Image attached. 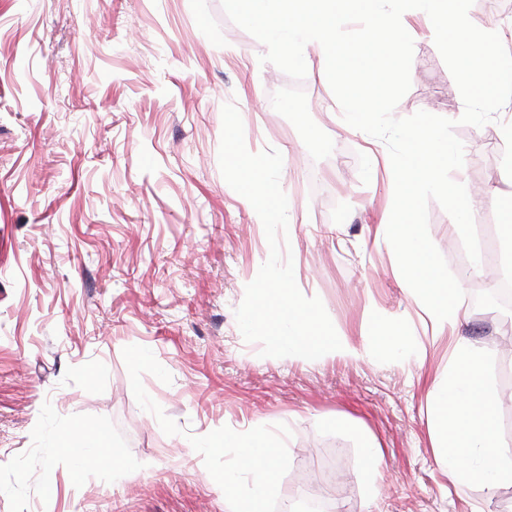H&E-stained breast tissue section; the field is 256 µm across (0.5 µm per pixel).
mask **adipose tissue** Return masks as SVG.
I'll list each match as a JSON object with an SVG mask.
<instances>
[{
	"instance_id": "adipose-tissue-1",
	"label": "adipose tissue",
	"mask_w": 512,
	"mask_h": 512,
	"mask_svg": "<svg viewBox=\"0 0 512 512\" xmlns=\"http://www.w3.org/2000/svg\"><path fill=\"white\" fill-rule=\"evenodd\" d=\"M480 371V359L460 338L447 374L431 387L438 411V446L448 477L459 489L476 480L490 482L504 477V460L512 455L497 437L495 409L484 394ZM224 445L233 450L237 467L249 476V484L243 489L232 474H225V500L234 503L235 512H265L280 462L279 440L263 430L228 432Z\"/></svg>"
}]
</instances>
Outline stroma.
Instances as JSON below:
<instances>
[{"instance_id": "35a3bbf8", "label": "stroma", "mask_w": 512, "mask_h": 512, "mask_svg": "<svg viewBox=\"0 0 512 512\" xmlns=\"http://www.w3.org/2000/svg\"><path fill=\"white\" fill-rule=\"evenodd\" d=\"M472 23L512 48V11L474 0ZM411 86L395 107L457 123L467 191L502 186L501 122L460 123L464 102L421 15ZM265 44L222 0H0V512H230L216 483L234 465L225 432L265 429L283 461L267 512L309 473L344 512H501L512 482L458 493L435 446L429 395L466 338L482 361L497 434L512 449V325L479 312L505 233L474 211L483 271L437 202L428 231L465 292L436 328L385 233V144L344 123L308 64L302 94L260 63ZM245 144L283 156L288 237L301 293L366 355L260 357L235 319L269 257L264 227L222 176V107ZM108 431L110 453L87 439ZM380 447L370 483L367 440Z\"/></svg>"}]
</instances>
